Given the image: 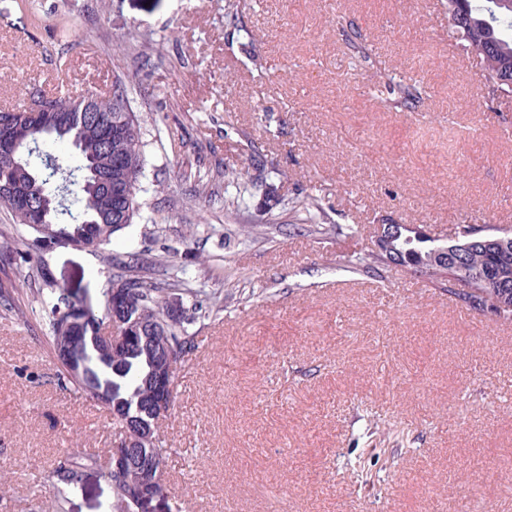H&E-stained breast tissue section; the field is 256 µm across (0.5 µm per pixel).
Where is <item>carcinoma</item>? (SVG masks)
<instances>
[{"mask_svg": "<svg viewBox=\"0 0 512 512\" xmlns=\"http://www.w3.org/2000/svg\"><path fill=\"white\" fill-rule=\"evenodd\" d=\"M456 7L452 28L461 33L464 47L476 52L484 64L486 80L495 74L512 72V11L494 12L491 0H450ZM29 101L21 108L39 105L36 119H17L13 112L0 111V136L18 148V164L7 154L0 155V207L11 213L15 224L0 231V297L15 287L9 271L32 250L54 245L84 243L98 250L112 242V237L135 223L139 217L137 192L144 175L142 127L128 108L127 91L118 85L107 98H96L92 112L63 113L49 108L69 97L47 95L40 90L28 93ZM112 174V186L120 193L105 191L99 179ZM79 184L76 193L61 203L63 187ZM402 235L393 242L400 251L399 266L427 273L444 282V290L469 309L491 312L509 319L498 311L503 300L512 303V248H502L483 239L459 240L448 244L439 239L418 237V231L401 227ZM388 263L381 251H364L347 257L346 264L362 272L374 271ZM105 297L117 291L136 296L137 311L166 328L169 355L157 353L148 341L117 349L106 340L95 342L88 334L73 333L66 323L80 310L81 316L103 329L110 319L109 303L94 307L87 296L73 294L58 286L49 269L39 264L33 269L37 281L36 297L44 308L48 325L47 339L52 348L66 346L78 358H88L97 365L112 368V386L95 392L91 379L82 377L65 362L58 363V376L77 393L95 401L121 429L133 418L150 428L143 452L162 463L167 449L159 437L160 419L154 403L159 397L158 380L167 372L177 373L195 347L188 333L202 309L195 300L198 291L186 289L190 299L176 293L184 285V272L173 269L169 261L143 262L132 257L116 263ZM174 370H169L170 364ZM98 464V457L67 456L58 461L46 478L55 500H60L78 484L79 471ZM148 494V479L138 471H128L112 479L113 512H142Z\"/></svg>", "mask_w": 512, "mask_h": 512, "instance_id": "1", "label": "carcinoma"}]
</instances>
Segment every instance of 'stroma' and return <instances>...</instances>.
<instances>
[{
	"label": "stroma",
	"mask_w": 512,
	"mask_h": 512,
	"mask_svg": "<svg viewBox=\"0 0 512 512\" xmlns=\"http://www.w3.org/2000/svg\"><path fill=\"white\" fill-rule=\"evenodd\" d=\"M60 76L79 95L125 81L142 119L141 216L107 252L174 255L221 300L189 328L161 428L183 512H512V321L345 263L384 224L512 228V95L451 34L448 0H0V108ZM402 84L418 99L398 103ZM217 161L265 180L195 197L182 171ZM103 255L41 253L98 304ZM46 333L0 310V512H112L98 468L51 506L68 449L103 457L115 435L58 388Z\"/></svg>",
	"instance_id": "1"
}]
</instances>
